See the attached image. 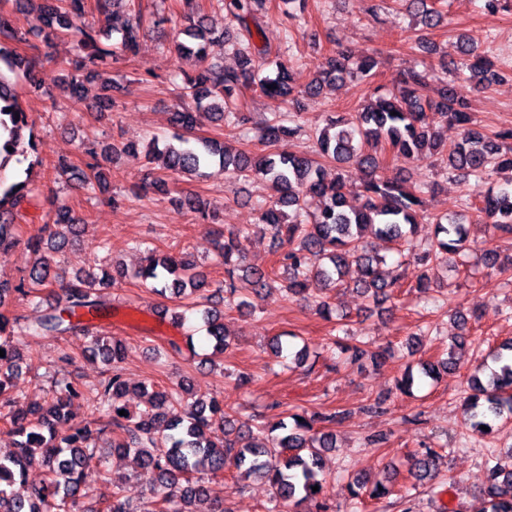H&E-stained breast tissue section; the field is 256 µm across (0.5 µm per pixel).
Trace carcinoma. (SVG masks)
<instances>
[{"label":"carcinoma","mask_w":512,"mask_h":512,"mask_svg":"<svg viewBox=\"0 0 512 512\" xmlns=\"http://www.w3.org/2000/svg\"><path fill=\"white\" fill-rule=\"evenodd\" d=\"M413 8V24L421 30H431L441 23V15L428 7L427 0H409ZM218 8L238 21L245 41L237 50V64L226 68L211 62L196 74L187 76L181 87L182 96L192 107L172 113V122L181 133L175 142L160 143L154 138L145 146L150 160L162 155L165 169L191 179L202 174L210 165L220 166L238 180L258 178L272 191L271 200L259 204L257 228L270 233L273 242L285 247L276 260L277 268L287 276L281 290L287 299L312 301L326 319L332 317L334 303L330 292L344 285L346 269L355 264L362 269L356 289L376 305L393 299L398 279L388 278L383 270L386 257L373 252L369 239L375 238L413 259L415 279L408 285L413 291L428 294L433 289L429 267H467L473 252L464 217L429 212L424 195L434 190L428 181L413 182L399 175L380 180L376 170L380 156L370 149L388 150L392 159L407 161L414 154L427 150L448 167V176L468 184L466 208L478 201L477 210L485 218L493 240H512V188L480 190L493 173L504 168L512 172V127L491 135L475 128L470 112L468 93L456 81L470 84L473 91H482L503 80L505 73L497 68L488 51L470 43L460 35L454 43L459 60L453 62L456 79L446 84L437 96L427 93V70H410L404 74L399 88L391 94L381 93L372 85L379 66L375 55L354 59L345 51H336L324 58L305 93L316 95L324 88L346 80L369 84V100L348 115L327 114L325 126L318 130L315 152L323 158L318 162L307 153L281 150L254 154L231 152L213 139L191 144L188 134L203 115L211 121H224L235 128L248 124V115L240 111L238 96L241 88L253 86L269 96L295 100L289 67L280 60L270 61L263 68L258 60L270 55L267 43L254 38L263 35L266 0H217ZM88 0H20L19 10L31 18L32 28L44 42L68 35L74 39L76 54L63 68L64 80L72 97L82 96L83 83L96 71L89 65L106 66L139 48L141 28L129 25L117 44L107 47V38L100 30L83 22ZM29 31L18 26L15 19L0 15V61H9L11 69H19L35 94L46 92L40 76L42 64L39 46L28 39ZM183 39L176 44L182 57L205 61L224 46L229 30L217 28L207 15H190L180 29ZM25 44L30 53L21 55L16 46ZM458 126L459 139L448 146L435 133L438 123ZM306 135L296 112L273 115L257 128L254 139L262 144L276 145ZM37 135L31 116L18 101L13 84L0 73V169L18 154V146L27 142L29 153H36ZM12 150H7V147ZM82 152L90 158L87 173L79 179V187L93 195L101 184L103 162L112 148L100 151L87 144ZM333 162L339 173L328 182L323 176V163ZM357 166L364 172L358 190L362 203L347 206L351 191L344 169ZM30 168L15 175L10 183L0 180V254L7 253L20 241L19 221L25 219L28 208L38 199V192L29 179ZM49 204L47 238H30L27 246L34 254L29 271L17 278L0 276V307L7 298L17 296L29 305L28 313L10 315L0 312V426L16 437L14 451L0 456V512H138L137 507L122 499L119 489L112 493V503L95 509H82L83 464L87 451L95 444L94 430L88 424L72 423L71 406L85 400L111 426L112 453L130 457L153 485L157 496L147 512H224V507L211 501L201 476H219L227 466L241 477L259 475L275 490L278 506L286 512H334L326 495L321 452L335 447L334 434L323 426L341 422L345 413H319L309 417L290 414L288 418L269 425V431H282L265 442H257L252 426L233 418L225 408L224 399L213 396L200 399L192 395L187 380L159 388L152 383L141 386L145 409L134 412L124 401L127 383L122 363L123 344L109 341L104 335L92 337L87 353L102 356L109 376L97 387L85 389L74 380L62 377L54 380L53 397L49 404H25L12 394L20 352L16 336L59 338L87 334L84 317H101L107 302L99 289L116 285V278L89 271L66 277L54 264L51 253L64 245L69 237L77 236L80 218L72 209L53 197ZM217 256L224 262L228 279L210 281L198 270V265L176 256L158 258L149 255L146 264L135 273L141 285L155 295L177 303V308L165 307L173 324L183 327L187 313H197L205 323L207 341L212 352L224 354L232 346L230 334L224 329V301L238 299L236 307L251 309L252 303L242 298L241 288L234 282V272L242 270L249 282V292L258 297L271 287L270 273L244 264L241 239L248 229L228 234L221 228L209 229ZM498 254L487 249L481 261L488 268L512 278V258L506 266H497ZM57 286L63 298L44 305L40 294ZM276 336L270 350L277 358H290L299 365L306 363L308 349L296 348ZM492 367L471 379V393L463 404L470 428L484 433L481 426L494 432L498 424L512 422V340L493 350ZM419 374L407 366L397 390L407 394L415 377L434 379L456 366L452 355L419 359ZM127 412L123 416L119 411ZM224 427V437L212 439L211 429ZM441 455L431 446L414 453L408 475L413 479L410 489L439 486ZM37 465L44 472L41 486H34L26 496L15 495L11 487L26 478L29 467ZM486 481L482 494L487 506L484 512H512V445L507 457L490 453L485 459ZM319 486L318 491L312 487ZM369 498L381 499L393 494L388 480L357 477L352 496L362 491ZM197 502H206V510H193Z\"/></svg>","instance_id":"cac0c4a2"}]
</instances>
